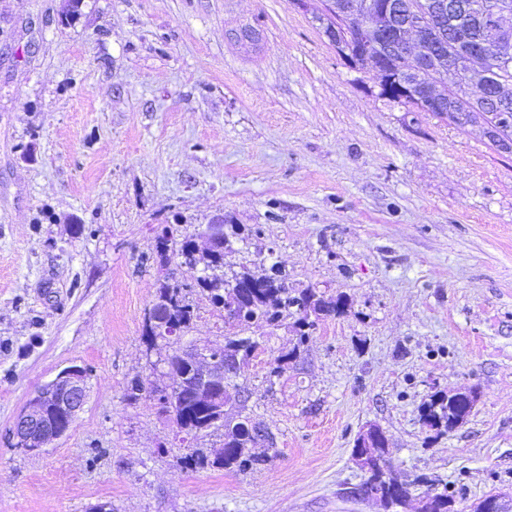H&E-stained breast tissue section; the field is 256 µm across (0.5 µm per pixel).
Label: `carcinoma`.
Here are the masks:
<instances>
[{"label": "carcinoma", "instance_id": "1", "mask_svg": "<svg viewBox=\"0 0 512 512\" xmlns=\"http://www.w3.org/2000/svg\"><path fill=\"white\" fill-rule=\"evenodd\" d=\"M329 2L324 26V34L329 41L337 46V50L353 68L362 69L366 66L376 68L383 63V74L375 76L377 83L394 77L405 71L419 69L420 84L424 88L418 90V96L404 95L395 90L380 89V96L406 108L408 112H431L446 118L450 114L470 116L476 112H486L488 108L481 103L477 88L467 77L458 76L448 69V53L435 50L420 57H406L398 53L381 54L370 47L363 36L355 29L345 24V20L353 14V3L356 0H327ZM428 0H394L395 12L402 16L407 13L421 12ZM454 33V39L461 49H473L482 39L481 26L474 18L453 19L443 25L438 35L448 39V32ZM482 70L488 72L490 85L501 84L505 88L503 97L512 105V57L497 64L485 63ZM224 253H219L205 260L208 268V278L198 285L200 293L207 296L212 303L224 296H234L239 299L242 309L255 317L273 324L281 316L291 313L297 316V336L293 349L285 355L274 359L270 375L279 376L285 370L288 360L310 338L317 326V320L307 319L303 309L307 302H312L319 317L341 315L344 313L346 302L343 298H327L313 290H303L294 293L286 287L285 276L275 265L270 266L265 280L254 286L248 285L253 275L242 272L231 280L224 279L221 273ZM159 317L169 324V330L180 332L189 327L194 318V308L187 299V287L181 285H166L159 290L154 303ZM183 403L176 422L184 428L187 436L195 438L214 428L209 415L198 408L189 392H183ZM469 412L455 404L452 395H433L421 410L424 424L437 430L450 431L448 418L455 416L465 419ZM256 424L248 417L242 418L237 433L224 436V454L213 461L197 451L183 457V464L189 468H202L210 463L224 468H235L239 471L252 469L260 463V459L247 452L248 445L254 442L252 431ZM364 471L367 478L356 490L361 497L377 498L387 509H395L406 504L410 498L409 484L398 481L392 475L389 459V444L386 441L372 449L364 459ZM421 512H455L453 492L448 485L442 489H430L421 497Z\"/></svg>", "mask_w": 512, "mask_h": 512}]
</instances>
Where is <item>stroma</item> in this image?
I'll list each match as a JSON object with an SVG mask.
<instances>
[{"label":"stroma","mask_w":512,"mask_h":512,"mask_svg":"<svg viewBox=\"0 0 512 512\" xmlns=\"http://www.w3.org/2000/svg\"><path fill=\"white\" fill-rule=\"evenodd\" d=\"M219 215L225 273L275 263L347 302L298 350L294 317L247 328L228 413L275 449L246 472L182 468L224 430L182 439L157 400L178 348L233 332L157 236L177 250ZM174 283L195 318L148 344ZM71 366L70 431L16 447L15 416ZM454 390L474 406L437 434L421 407ZM370 425L398 479L447 482L459 512L512 493V153L381 98L295 0H0V512H384L353 495Z\"/></svg>","instance_id":"35a3bbf8"}]
</instances>
